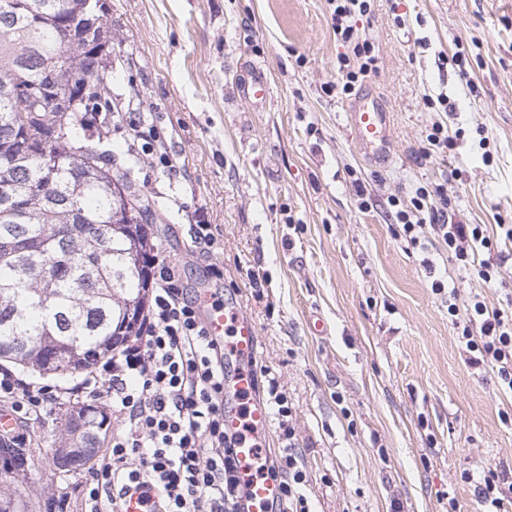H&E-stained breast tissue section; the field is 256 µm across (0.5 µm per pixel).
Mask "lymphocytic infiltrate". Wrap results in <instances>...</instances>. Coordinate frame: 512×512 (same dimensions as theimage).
<instances>
[{
  "label": "lymphocytic infiltrate",
  "mask_w": 512,
  "mask_h": 512,
  "mask_svg": "<svg viewBox=\"0 0 512 512\" xmlns=\"http://www.w3.org/2000/svg\"><path fill=\"white\" fill-rule=\"evenodd\" d=\"M337 41L348 51L337 59L342 80L337 94H352L378 68L373 44L360 38L356 23L372 0H327ZM428 213L448 252L491 280L492 265L479 257L493 242L479 224H452L427 189L396 218L405 233ZM152 300L138 336L124 340L104 362L86 372L80 386L87 398L112 408V440L86 479L85 512H125L127 495L138 494L141 512H232L243 495L235 449L240 434L224 428V345L210 338L199 299L186 287L178 266L154 259L149 271ZM460 343L475 369L492 365L512 391V311L484 303L468 308ZM61 386L19 379L0 369V407L17 421L42 417L59 403ZM264 399L277 420L282 448L264 457V478L277 483V512H313L305 454L295 442L292 405L277 378L267 380Z\"/></svg>",
  "instance_id": "1"
}]
</instances>
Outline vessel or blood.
<instances>
[{
	"instance_id": "b4317fda",
	"label": "vessel or blood",
	"mask_w": 512,
	"mask_h": 512,
	"mask_svg": "<svg viewBox=\"0 0 512 512\" xmlns=\"http://www.w3.org/2000/svg\"><path fill=\"white\" fill-rule=\"evenodd\" d=\"M348 129L354 145L367 160L376 163L389 159L393 146L391 117L381 101L355 102L348 112ZM206 325L213 339H223L227 334L233 337L225 348L227 357L235 362L224 378V397L231 404L224 413L226 430L237 431L246 423L256 434H266L270 428L269 409L255 399L253 390L251 360L257 343L254 324L234 302L208 307ZM237 459L245 490L237 512H275L279 489L276 483L258 475L260 459L256 445L248 440L240 442Z\"/></svg>"
}]
</instances>
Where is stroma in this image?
<instances>
[{
	"label": "stroma",
	"instance_id": "stroma-1",
	"mask_svg": "<svg viewBox=\"0 0 512 512\" xmlns=\"http://www.w3.org/2000/svg\"><path fill=\"white\" fill-rule=\"evenodd\" d=\"M112 28L104 96L152 116L183 176L129 152L125 126L104 148L154 204L157 255H177L196 294L239 297L255 323L257 362L294 404L316 512H479L463 470H512V393L492 369L474 374L449 303L512 301V242H498L485 281L460 268L431 227L406 238L388 201L443 193L453 223L488 234L512 225V0H373L358 22L378 70L360 89L391 114L394 151L365 161L348 137L326 0H106ZM265 98L236 88L244 64ZM446 106H438L437 98ZM448 153L426 152L433 124ZM456 178H449V170ZM218 227L224 250L188 247L185 225ZM224 265L223 282L206 275ZM444 288L434 291L433 280ZM71 390L27 430L45 456L19 475L27 512H84L89 476L55 471L46 453L85 405L79 377L28 372Z\"/></svg>",
	"mask_w": 512,
	"mask_h": 512
}]
</instances>
